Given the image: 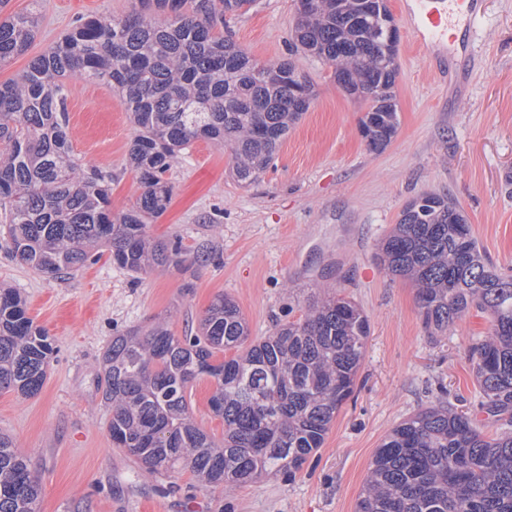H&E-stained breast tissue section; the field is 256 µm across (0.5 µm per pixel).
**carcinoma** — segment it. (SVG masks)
I'll return each mask as SVG.
<instances>
[{
	"label": "carcinoma",
	"instance_id": "carcinoma-1",
	"mask_svg": "<svg viewBox=\"0 0 512 512\" xmlns=\"http://www.w3.org/2000/svg\"><path fill=\"white\" fill-rule=\"evenodd\" d=\"M294 32L304 52L335 68L337 83L368 102L367 146L395 135L397 48L378 25L385 0H298ZM255 0H138L124 17H92L0 83V210L15 257L56 277L84 266L97 247L142 274L181 266L180 241H160L149 224L171 200L164 179L199 139L229 149L237 181L255 182L308 111L314 87L293 60L259 64L224 29ZM38 14L0 19V67L33 42ZM112 87L135 127L129 156L142 193L112 214V176L79 175L69 135L66 81ZM384 270L417 287L424 322L436 332L475 309L485 336L468 350L480 408L512 423V277L481 248L446 196L423 194L386 235ZM370 336L362 309L339 292L302 316L250 340L236 303L218 297L198 332L175 336L162 321L112 337L101 358L102 397L113 444L150 472L190 470L204 487L240 486L268 472L290 476L322 447L353 395ZM234 350L228 359L217 354ZM53 337L28 316L26 300L0 287V391L41 390ZM208 377L224 441L191 419L187 390ZM41 483L14 441L0 433V512H38ZM356 512H512V433L484 431L442 404L419 410L385 438Z\"/></svg>",
	"mask_w": 512,
	"mask_h": 512
}]
</instances>
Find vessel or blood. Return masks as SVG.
I'll use <instances>...</instances> for the list:
<instances>
[{
    "instance_id": "obj_1",
    "label": "vessel or blood",
    "mask_w": 512,
    "mask_h": 512,
    "mask_svg": "<svg viewBox=\"0 0 512 512\" xmlns=\"http://www.w3.org/2000/svg\"><path fill=\"white\" fill-rule=\"evenodd\" d=\"M411 9V40L422 55L436 47H449L453 53H465V43H449L448 31L460 21H474L484 10L483 0H414Z\"/></svg>"
}]
</instances>
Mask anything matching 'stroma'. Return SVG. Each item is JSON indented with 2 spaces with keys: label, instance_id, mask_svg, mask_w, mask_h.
I'll list each match as a JSON object with an SVG mask.
<instances>
[{
  "label": "stroma",
  "instance_id": "obj_1",
  "mask_svg": "<svg viewBox=\"0 0 512 512\" xmlns=\"http://www.w3.org/2000/svg\"><path fill=\"white\" fill-rule=\"evenodd\" d=\"M134 0H10L8 13L37 10L39 29L24 54L0 67V83L90 16L128 14ZM296 0H256L230 27L261 64L297 62L315 96L273 164L252 184L236 181L224 147L199 140L166 174L172 201L149 228L180 240L206 261L134 277L108 256L52 278L13 258L0 237V284L18 289L28 314L56 340L47 379L32 397L0 392V433L26 455L42 486L39 512H355L370 463L401 421L437 400L480 412L467 358L487 320L470 312L434 334L416 290L378 261L404 206L423 193L448 195L502 273L512 275V0H486L474 24L469 62L430 58L410 43L408 0H387L397 26L399 125L383 150L360 133L366 110L342 90L333 66L297 51ZM73 154L112 175L111 208L136 204L142 188L129 158L135 130L104 84L71 78ZM335 289L357 303L371 334L358 389L333 419L325 441L295 477L270 474L240 487L203 488L190 472L151 473L115 448L99 391L102 353L113 336L165 322L174 335L197 329L211 303L232 298L251 338L297 320L308 301ZM210 378L187 394L195 423L215 440L224 421L209 409Z\"/></svg>",
  "mask_w": 512,
  "mask_h": 512
}]
</instances>
